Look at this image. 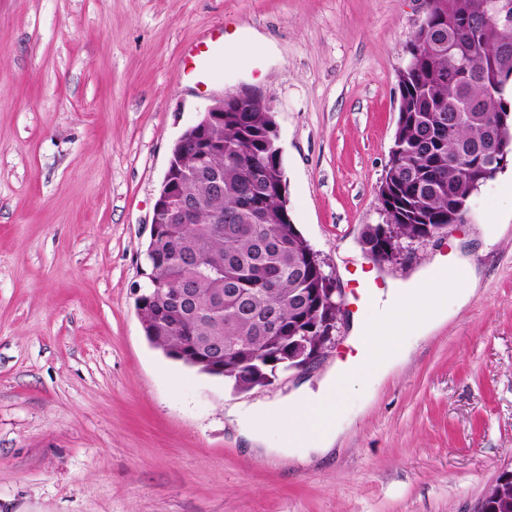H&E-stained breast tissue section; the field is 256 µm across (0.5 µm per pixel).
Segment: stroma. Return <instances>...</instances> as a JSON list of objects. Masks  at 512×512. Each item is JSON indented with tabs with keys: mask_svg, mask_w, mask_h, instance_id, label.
<instances>
[{
	"mask_svg": "<svg viewBox=\"0 0 512 512\" xmlns=\"http://www.w3.org/2000/svg\"><path fill=\"white\" fill-rule=\"evenodd\" d=\"M421 0H0V512H470L512 467V163L464 220L371 262L365 225ZM224 26L209 87L182 52ZM270 96L288 210L334 282L321 360L232 392L167 358L136 309L153 209L211 96ZM452 255L469 301L323 456L249 443L239 407L317 388L352 348L345 273Z\"/></svg>",
	"mask_w": 512,
	"mask_h": 512,
	"instance_id": "stroma-1",
	"label": "stroma"
}]
</instances>
